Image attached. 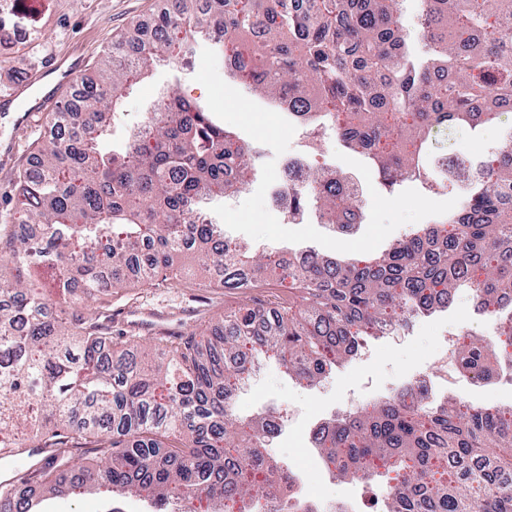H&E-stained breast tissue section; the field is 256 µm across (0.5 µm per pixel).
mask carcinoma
Wrapping results in <instances>:
<instances>
[{
	"label": "carcinoma",
	"mask_w": 512,
	"mask_h": 512,
	"mask_svg": "<svg viewBox=\"0 0 512 512\" xmlns=\"http://www.w3.org/2000/svg\"><path fill=\"white\" fill-rule=\"evenodd\" d=\"M350 2L180 0L155 41L130 38L135 59L109 49L77 80L74 137L33 144L38 167L17 171L0 232V254L14 262L0 279V450L52 449L18 481L59 494L82 441L98 457L77 474L80 490L145 492L149 512L173 502L182 512H253L286 485L266 438L233 419L231 392L253 353L275 352L314 385L347 346L442 307L458 288L483 313H501L495 296L512 293V135L476 168L454 210L385 254L288 261L299 295L263 326L244 305L222 326L177 342L155 337L151 365L112 335V298L181 281L174 258L198 243L215 286L258 288L280 268L240 244L208 246L224 237L221 225L194 219L204 200L246 185L255 163L253 147L208 107L170 92L122 149L100 148L126 91L155 61L178 71L202 47L232 53L231 79L288 102L297 122L332 129L385 184L415 180L434 194L456 190L443 135L504 116L512 123V0H427L413 32L399 20L403 0L361 11ZM216 16L221 39L211 34ZM312 200L338 224L356 218V195L324 171L307 170L295 204ZM456 362L484 382L512 365V314L485 339L458 335ZM316 447L341 480L396 473L383 512H512V404H436L426 388L405 389L327 421ZM16 482L6 508L26 512Z\"/></svg>",
	"instance_id": "obj_1"
}]
</instances>
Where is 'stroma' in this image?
Instances as JSON below:
<instances>
[{
  "instance_id": "35a3bbf8",
  "label": "stroma",
  "mask_w": 512,
  "mask_h": 512,
  "mask_svg": "<svg viewBox=\"0 0 512 512\" xmlns=\"http://www.w3.org/2000/svg\"><path fill=\"white\" fill-rule=\"evenodd\" d=\"M21 5L32 22L26 25V40L0 46V88H20V105H27L43 95L46 84L34 83L33 78L43 63L53 57L64 58L66 66L77 68L79 74L91 73L92 67L105 49L121 43L132 29L141 35L152 31L162 14L171 11L173 0H9ZM194 70L174 74L168 67H151L149 76L125 98V124L117 128L113 141L121 143L128 127L139 125L155 101L169 90L186 98L206 103L205 88L195 82ZM512 131L508 123L486 125L475 132L456 131L449 135V158L465 157L478 162L482 153L497 145ZM44 115H36L25 124H0V199L12 194L15 173L29 161L30 146L46 135ZM185 268V282L178 287L162 283L151 288L132 286L122 297L112 302V327L117 332L131 334L140 343L142 359L156 358L157 353L145 349L152 336L178 338L205 325L223 322L227 312L247 304L271 308L275 297H287V283L253 290H220L209 287V274L193 253L182 254L178 260ZM494 321L479 312L469 289H457L448 310L419 316L405 339L397 342L371 341L372 355L364 361H350L333 370L331 377L318 385L289 376L275 358L256 353L254 360L261 370L251 380V386L241 391L234 401V410L246 418L261 408L274 405L292 407V417L282 436L275 439L276 453L299 463H306L310 450L304 442L308 429L320 418L349 412L377 399L395 395L417 372L426 368L439 337L450 331L489 335ZM504 380L496 379L480 386L471 385L467 378L454 379L450 386L435 384V394L450 393L480 406L499 405L503 397Z\"/></svg>"
}]
</instances>
